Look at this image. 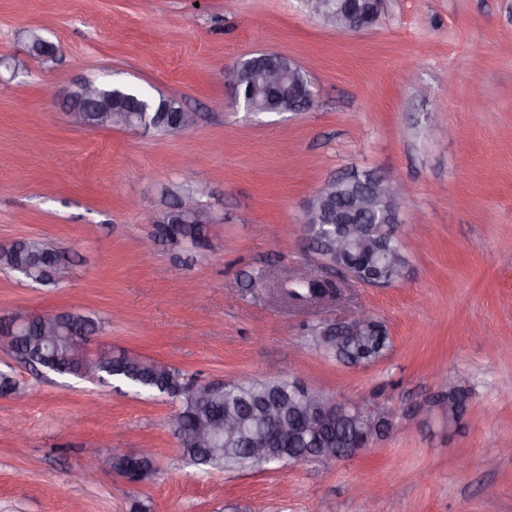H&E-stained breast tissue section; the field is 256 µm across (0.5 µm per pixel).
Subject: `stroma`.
Segmentation results:
<instances>
[{"mask_svg":"<svg viewBox=\"0 0 512 512\" xmlns=\"http://www.w3.org/2000/svg\"><path fill=\"white\" fill-rule=\"evenodd\" d=\"M31 30L52 57L27 55ZM261 52L301 67L312 108L233 106L225 67ZM78 79L177 99L197 123L165 136L74 126L63 92ZM0 80V241L51 243L71 270L56 286L0 272V322L72 310L98 323V345L198 382L297 379L394 420L329 471L205 470L179 453L169 399L0 351L26 391L0 396V512H512V0H385L361 34L302 0H0ZM188 158L214 222L203 245L172 246L155 221ZM365 172L411 189L397 209L403 278L286 300L281 277L323 273L303 224L316 191ZM140 238L157 242L150 262L129 251ZM360 309L384 322L385 356L349 365L314 345L311 327ZM448 377L471 391L461 430L409 419ZM115 446L153 449L149 478L128 484ZM91 456L97 480H73Z\"/></svg>","mask_w":512,"mask_h":512,"instance_id":"35a3bbf8","label":"stroma"}]
</instances>
